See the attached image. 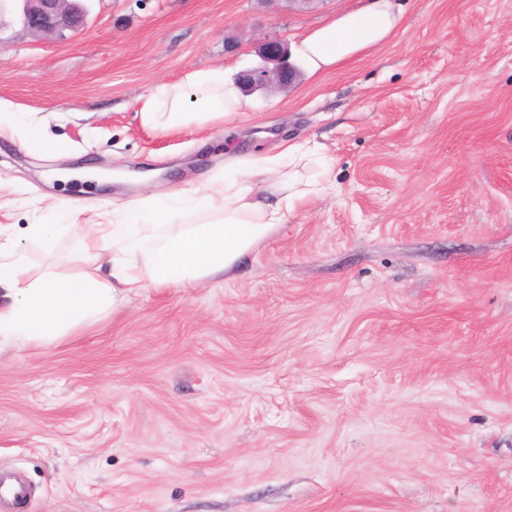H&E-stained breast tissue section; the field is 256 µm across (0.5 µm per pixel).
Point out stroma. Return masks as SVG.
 <instances>
[{"label":"stroma","mask_w":512,"mask_h":512,"mask_svg":"<svg viewBox=\"0 0 512 512\" xmlns=\"http://www.w3.org/2000/svg\"><path fill=\"white\" fill-rule=\"evenodd\" d=\"M382 48L206 128L139 108L234 76L358 0H86L79 31L0 15V224H63L322 145L336 188L233 273L151 289L0 350L17 512H512V0H402Z\"/></svg>","instance_id":"obj_1"}]
</instances>
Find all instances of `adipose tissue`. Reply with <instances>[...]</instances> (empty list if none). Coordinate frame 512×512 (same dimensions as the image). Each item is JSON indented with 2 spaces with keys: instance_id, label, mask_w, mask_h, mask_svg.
Masks as SVG:
<instances>
[{
  "instance_id": "adipose-tissue-1",
  "label": "adipose tissue",
  "mask_w": 512,
  "mask_h": 512,
  "mask_svg": "<svg viewBox=\"0 0 512 512\" xmlns=\"http://www.w3.org/2000/svg\"><path fill=\"white\" fill-rule=\"evenodd\" d=\"M403 24L399 0H363L355 10L299 35L292 53L308 76H322L389 42ZM250 101L222 67L194 69L156 85L140 107L143 125L203 126L248 111ZM317 148L288 143L279 153L224 164L221 184L152 192L113 210L108 224H0V347L54 344L100 321L151 288H198L232 272L308 196L297 165ZM74 237L66 274L58 263L32 269L28 246L53 252Z\"/></svg>"
}]
</instances>
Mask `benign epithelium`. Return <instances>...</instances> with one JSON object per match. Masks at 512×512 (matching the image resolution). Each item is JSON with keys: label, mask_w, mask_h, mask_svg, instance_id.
<instances>
[{"label": "benign epithelium", "mask_w": 512, "mask_h": 512, "mask_svg": "<svg viewBox=\"0 0 512 512\" xmlns=\"http://www.w3.org/2000/svg\"><path fill=\"white\" fill-rule=\"evenodd\" d=\"M17 8L24 29L35 35L64 30L76 31L86 22L81 0H0V12ZM261 63L240 72L236 82L246 94L270 88L287 89L297 77L298 69L289 62L288 41L270 39L258 50Z\"/></svg>", "instance_id": "obj_1"}]
</instances>
